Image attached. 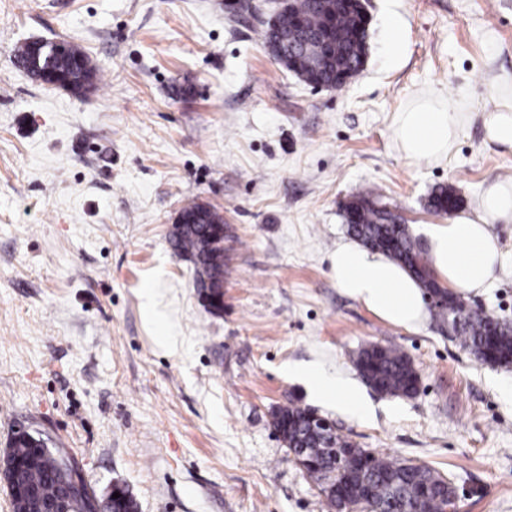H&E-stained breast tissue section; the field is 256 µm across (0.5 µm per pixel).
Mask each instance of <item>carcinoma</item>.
Listing matches in <instances>:
<instances>
[{
	"instance_id": "carcinoma-1",
	"label": "carcinoma",
	"mask_w": 512,
	"mask_h": 512,
	"mask_svg": "<svg viewBox=\"0 0 512 512\" xmlns=\"http://www.w3.org/2000/svg\"><path fill=\"white\" fill-rule=\"evenodd\" d=\"M292 13L303 18L299 27L289 28L288 14H282L277 22L264 24V43L277 44L285 67L302 52L305 37L321 35L327 24L323 0H292ZM369 19L360 0H353L347 8L336 11V19L330 35L332 54L322 59L315 70H301L296 76L309 85L338 87L345 79L359 72L365 61V46ZM68 58L50 56L45 51L40 57V66L52 65L65 78L71 80L69 92L84 94L85 85L95 87L97 72L83 48L66 42ZM15 59L34 80L40 79L31 56V43L26 42L15 50ZM376 192L368 189L342 206V217L347 231L363 244L382 250L398 264L407 268L420 282L427 293L442 294L448 306L434 309L435 315L448 320V307L455 304L464 308V303L452 296L434 276L431 261L421 243L413 237L409 225L401 223L385 203L375 200ZM460 205L456 191L448 186H438L427 200V209L436 215L454 212ZM179 219L181 228L170 234V244L180 255L194 266L195 285L203 287L205 281H224V249L207 245L211 237L213 216L207 206L191 204L185 207ZM454 340L470 350L480 360L491 365L512 364V325L499 321L485 313L464 314L453 328ZM365 383L375 392L389 397L409 398L416 392L418 372L407 354L395 346H370L362 349L355 361ZM312 411L301 406H289L279 410L273 425L285 442L288 450L307 462L306 472L321 483L332 478L336 470L355 473L348 494L350 500H368L372 512H444L450 505L452 490L443 478L425 465L408 464L399 459L379 455L366 448L357 455L356 447L347 437L334 432L327 437L315 434L310 429ZM352 450L341 464L331 456L327 448ZM61 454L58 464L30 465L27 457L30 449L19 443L7 450L3 461L19 463L17 479L38 494L22 496L16 502V512H40L39 500L57 496L62 486L73 478L83 477L76 462L59 448L51 449ZM84 495L74 504L73 512H111L112 507H122L125 512H138L136 500L113 505L110 501L94 497L95 490L83 482Z\"/></svg>"
}]
</instances>
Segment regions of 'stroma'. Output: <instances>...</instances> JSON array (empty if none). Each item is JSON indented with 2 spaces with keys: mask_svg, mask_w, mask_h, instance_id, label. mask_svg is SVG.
<instances>
[{
  "mask_svg": "<svg viewBox=\"0 0 512 512\" xmlns=\"http://www.w3.org/2000/svg\"><path fill=\"white\" fill-rule=\"evenodd\" d=\"M368 59L315 89L224 0H0V456L21 428L74 458L97 493L138 512H327L272 413L315 410L359 447L446 478L459 512H512V365L479 361L428 320L405 330L336 286L341 206L376 188L413 235L512 185V147L484 117L512 107V0H368ZM406 29L389 55L391 20ZM81 45L97 89L32 80L14 50ZM432 97L459 132L436 163L406 158L399 112ZM192 203L224 214V307L210 312L168 238ZM468 297L512 322V223ZM372 344L412 359L419 388L362 387L366 412L314 399L301 370L353 381ZM460 198L456 191L448 186H438L427 200V209L436 215L453 213L460 205Z\"/></svg>",
  "mask_w": 512,
  "mask_h": 512,
  "instance_id": "stroma-1",
  "label": "stroma"
}]
</instances>
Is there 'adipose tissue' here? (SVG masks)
<instances>
[{"mask_svg":"<svg viewBox=\"0 0 512 512\" xmlns=\"http://www.w3.org/2000/svg\"><path fill=\"white\" fill-rule=\"evenodd\" d=\"M457 127V117L448 106L424 98L399 113L394 134L407 158L437 162L447 155ZM497 222L512 223V186H490L477 213L426 226L433 270L455 294L477 295L492 282L501 259L498 239L491 230ZM330 263L337 288L378 318L408 330L425 324L427 311L419 284L384 253L343 239ZM305 377L318 397L351 411L362 410L355 382L332 378L318 369L306 370Z\"/></svg>","mask_w":512,"mask_h":512,"instance_id":"obj_1","label":"adipose tissue"}]
</instances>
